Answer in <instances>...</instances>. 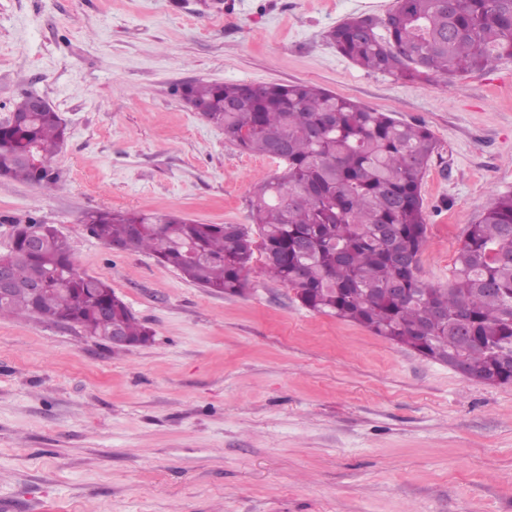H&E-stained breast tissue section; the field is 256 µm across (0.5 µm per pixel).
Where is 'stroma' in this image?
I'll return each instance as SVG.
<instances>
[{"mask_svg":"<svg viewBox=\"0 0 512 512\" xmlns=\"http://www.w3.org/2000/svg\"><path fill=\"white\" fill-rule=\"evenodd\" d=\"M392 3L0 0V113L33 93L68 125L61 188L0 178V253L14 224L53 225L152 333L120 352L0 319V512H512V385L308 311L262 257L243 295H215L85 227L104 208L248 224L282 164L227 142L179 89L304 81L432 132L419 277L446 287L467 225L512 189V58L419 84L328 40Z\"/></svg>","mask_w":512,"mask_h":512,"instance_id":"stroma-1","label":"stroma"}]
</instances>
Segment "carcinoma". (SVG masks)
I'll list each match as a JSON object with an SVG mask.
<instances>
[{
	"label": "carcinoma",
	"instance_id": "carcinoma-1",
	"mask_svg": "<svg viewBox=\"0 0 512 512\" xmlns=\"http://www.w3.org/2000/svg\"><path fill=\"white\" fill-rule=\"evenodd\" d=\"M328 39L362 68L447 85L512 57V0H394L385 17L348 18ZM181 97L204 105L207 121L241 151L283 150L282 172L253 191L256 233L175 214L98 210L87 216L90 234L107 247L147 251L213 294H244L258 251L265 273L307 309L425 358H460L476 381L512 384V190L468 225L448 287H430L419 277L427 231L420 181L437 150L426 127L307 82L196 81ZM12 113L19 120L0 116V177L57 186L50 161L67 125L27 93ZM4 257L18 285L0 296V318L27 312L95 338L115 328L129 348L151 341L109 284L75 268L71 245L54 230L15 225ZM36 278L45 280L39 294L27 288Z\"/></svg>",
	"mask_w": 512,
	"mask_h": 512
}]
</instances>
